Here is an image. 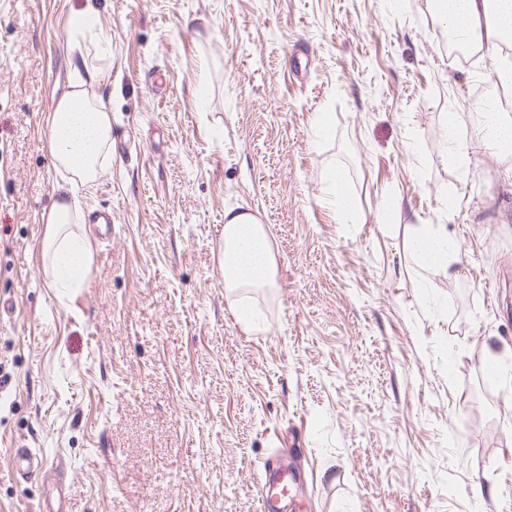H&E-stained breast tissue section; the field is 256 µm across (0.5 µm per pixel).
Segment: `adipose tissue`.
Listing matches in <instances>:
<instances>
[{"label": "adipose tissue", "instance_id": "obj_1", "mask_svg": "<svg viewBox=\"0 0 512 512\" xmlns=\"http://www.w3.org/2000/svg\"><path fill=\"white\" fill-rule=\"evenodd\" d=\"M427 7L443 30L456 33L464 50L512 42V0H428ZM90 17L86 9L71 20L78 39L70 59L74 81L48 116L50 153L56 167L65 173L55 187L57 199L40 248L41 262L54 288H78L84 282L91 254L86 237L71 230L72 225L85 220L77 192L95 183L112 155V95L103 91L100 70L79 42ZM475 110L479 120L474 139H460L453 130L448 133V158L462 170L467 169L478 144L501 153L512 151V115L492 102L476 105ZM410 248L421 265L458 277L459 245L448 233L419 234L411 240ZM220 267L225 292L237 298L255 288L275 287L272 242L264 224L253 214L225 212Z\"/></svg>", "mask_w": 512, "mask_h": 512}]
</instances>
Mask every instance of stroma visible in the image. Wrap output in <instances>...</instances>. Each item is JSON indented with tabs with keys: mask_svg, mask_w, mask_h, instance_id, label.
I'll use <instances>...</instances> for the list:
<instances>
[{
	"mask_svg": "<svg viewBox=\"0 0 512 512\" xmlns=\"http://www.w3.org/2000/svg\"><path fill=\"white\" fill-rule=\"evenodd\" d=\"M94 2L112 164L83 288L40 244L46 118ZM425 0H0V512H512V155L448 160L497 49L451 56ZM325 135H317L321 114ZM342 173V216L323 171ZM269 229L278 285L236 320L224 213ZM448 233L457 279L408 244ZM44 459L13 470L16 449ZM286 473L279 474L278 470L269 472L267 476L261 480L259 485V498L262 505V510L265 512H274L275 502L278 500L275 490L278 485H282L285 481Z\"/></svg>",
	"mask_w": 512,
	"mask_h": 512,
	"instance_id": "35a3bbf8",
	"label": "stroma"
}]
</instances>
